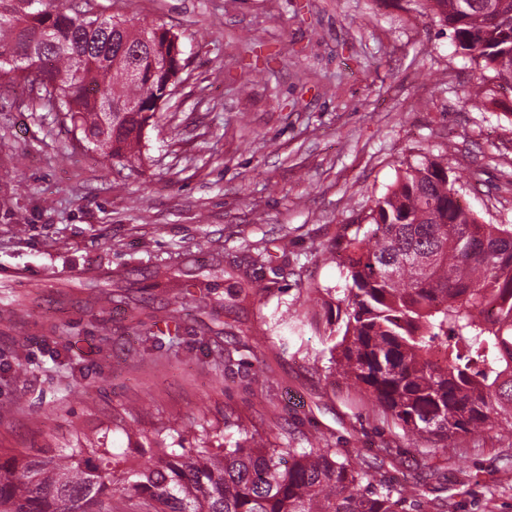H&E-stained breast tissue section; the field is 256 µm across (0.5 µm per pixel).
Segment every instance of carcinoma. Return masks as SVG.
I'll return each instance as SVG.
<instances>
[{"label": "carcinoma", "instance_id": "obj_1", "mask_svg": "<svg viewBox=\"0 0 512 512\" xmlns=\"http://www.w3.org/2000/svg\"><path fill=\"white\" fill-rule=\"evenodd\" d=\"M95 0H0V74L31 102L62 115L106 161L137 157L157 101L182 69L164 26L103 17ZM453 28L487 81L512 93V0H424ZM448 167L425 159L343 235L349 284L333 303L329 362L383 415L417 438L449 441L495 425L512 429V224H482L459 200ZM117 477L120 461L74 432L58 455L0 453V512H430L445 509L379 475L373 460L328 443L278 448L259 432L238 440L200 430L178 453L165 429Z\"/></svg>", "mask_w": 512, "mask_h": 512}]
</instances>
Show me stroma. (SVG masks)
<instances>
[{
	"instance_id": "1",
	"label": "stroma",
	"mask_w": 512,
	"mask_h": 512,
	"mask_svg": "<svg viewBox=\"0 0 512 512\" xmlns=\"http://www.w3.org/2000/svg\"><path fill=\"white\" fill-rule=\"evenodd\" d=\"M174 32L184 67L144 132L107 162L0 77V448L75 428L139 461L128 432L200 424L321 437L396 484L512 512V431L455 450L406 435L330 370L337 246L406 164L447 157L484 224H512V95L473 106L477 72L415 0H99ZM269 248L270 290L244 259Z\"/></svg>"
}]
</instances>
